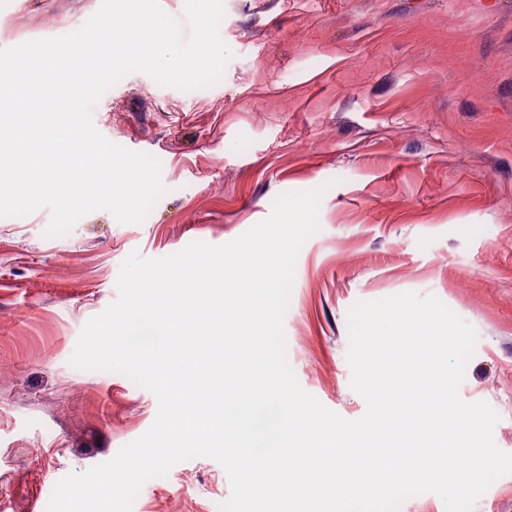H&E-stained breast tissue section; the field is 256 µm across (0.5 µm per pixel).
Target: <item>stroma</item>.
<instances>
[{
	"label": "stroma",
	"instance_id": "obj_1",
	"mask_svg": "<svg viewBox=\"0 0 512 512\" xmlns=\"http://www.w3.org/2000/svg\"><path fill=\"white\" fill-rule=\"evenodd\" d=\"M101 0H0V48L79 29ZM233 53L195 95L131 73L97 130L152 154L168 192L139 224L107 211L48 238V209L0 217V512H46L56 483L111 460L158 403L116 372L70 365L117 297L131 252L220 245L277 196L318 187L284 320L301 388L345 419L347 311L433 295L477 333L459 394L499 414L512 453V0H224ZM225 469L198 457L147 480L133 512H221Z\"/></svg>",
	"mask_w": 512,
	"mask_h": 512
}]
</instances>
